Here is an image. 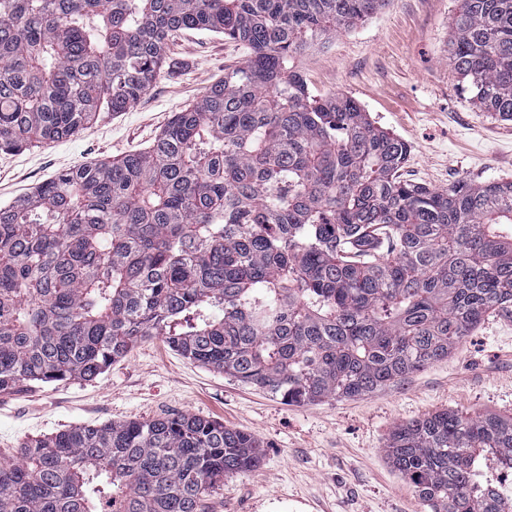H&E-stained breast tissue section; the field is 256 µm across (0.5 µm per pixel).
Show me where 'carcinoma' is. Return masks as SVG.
Wrapping results in <instances>:
<instances>
[{
	"instance_id": "cac0c4a2",
	"label": "carcinoma",
	"mask_w": 512,
	"mask_h": 512,
	"mask_svg": "<svg viewBox=\"0 0 512 512\" xmlns=\"http://www.w3.org/2000/svg\"><path fill=\"white\" fill-rule=\"evenodd\" d=\"M388 0H0V150L124 112L208 31L248 47L144 151L0 205V392L92 380L138 342L290 404L368 395L512 312V180L401 178L410 148L296 55ZM450 62L512 120V0H460ZM261 442L191 414L82 425L0 462V512H204ZM386 457L431 512H512V416L437 412Z\"/></svg>"
}]
</instances>
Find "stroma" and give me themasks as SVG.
<instances>
[{
    "label": "stroma",
    "instance_id": "35a3bbf8",
    "mask_svg": "<svg viewBox=\"0 0 512 512\" xmlns=\"http://www.w3.org/2000/svg\"><path fill=\"white\" fill-rule=\"evenodd\" d=\"M458 11L459 0H391L364 24L317 42L294 61L311 95H350L405 140V178L434 189L512 179V122L473 105L448 58ZM247 55L218 34L180 33L170 56L181 71L162 70L127 111L103 113L61 142L0 151V204L77 165L144 150L174 112ZM445 409L512 414V315L486 318L448 358L368 396L309 405L241 385L154 336L93 380L0 392V455L77 425L189 413L263 445L256 468L207 496V512H427L384 448L397 425Z\"/></svg>",
    "mask_w": 512,
    "mask_h": 512
}]
</instances>
